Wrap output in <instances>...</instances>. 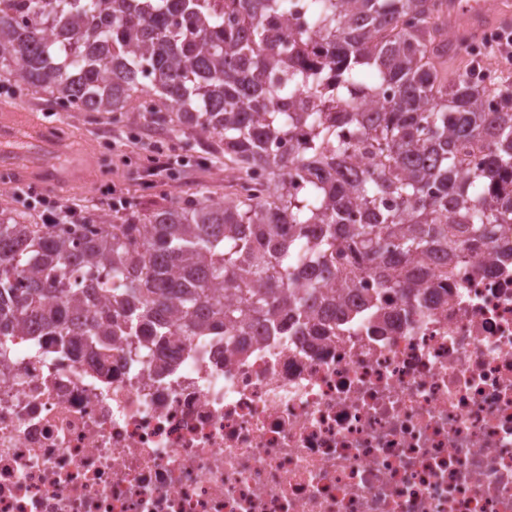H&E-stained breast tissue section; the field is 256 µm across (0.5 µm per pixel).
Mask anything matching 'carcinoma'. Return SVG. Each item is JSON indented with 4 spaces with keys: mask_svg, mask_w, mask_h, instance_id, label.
I'll return each mask as SVG.
<instances>
[{
    "mask_svg": "<svg viewBox=\"0 0 512 512\" xmlns=\"http://www.w3.org/2000/svg\"><path fill=\"white\" fill-rule=\"evenodd\" d=\"M442 0H0V73L55 101L214 143L231 169L269 171L262 196L201 197L141 219L34 224L0 210V323L106 346L282 316L334 317L336 257L387 298L419 287L512 210V82L439 76ZM485 139V161L464 166ZM287 141L292 153L269 146Z\"/></svg>",
    "mask_w": 512,
    "mask_h": 512,
    "instance_id": "carcinoma-1",
    "label": "carcinoma"
}]
</instances>
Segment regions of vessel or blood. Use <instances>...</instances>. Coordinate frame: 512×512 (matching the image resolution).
I'll return each mask as SVG.
<instances>
[{
    "label": "vessel or blood",
    "mask_w": 512,
    "mask_h": 512,
    "mask_svg": "<svg viewBox=\"0 0 512 512\" xmlns=\"http://www.w3.org/2000/svg\"><path fill=\"white\" fill-rule=\"evenodd\" d=\"M448 20L464 21L468 35L476 37L485 30L490 16L482 0H448ZM63 150V144L49 138L33 114L18 112L0 123V165L14 169L21 177L39 175L47 187L59 185L62 174L49 169L47 162Z\"/></svg>",
    "instance_id": "obj_1"
}]
</instances>
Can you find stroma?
I'll list each match as a JSON object with an SVG mask.
<instances>
[{
    "mask_svg": "<svg viewBox=\"0 0 512 512\" xmlns=\"http://www.w3.org/2000/svg\"><path fill=\"white\" fill-rule=\"evenodd\" d=\"M15 112L35 113L49 130H65L69 147L80 157L87 177L51 189L37 180L30 181L29 186L34 192L59 198L76 209L105 214L99 201L112 186L126 199L127 212L143 218L178 200L202 196L221 200L238 191L236 178L226 177L212 146L166 127H146L136 109H127L113 118L78 109L61 112L49 95L1 92L0 120L9 119ZM148 140L172 142L190 150L194 163L183 170L176 184H150L144 171L128 164V157L143 153Z\"/></svg>",
    "mask_w": 512,
    "mask_h": 512,
    "instance_id": "35a3bbf8",
    "label": "stroma"
}]
</instances>
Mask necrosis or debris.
<instances>
[{
	"mask_svg": "<svg viewBox=\"0 0 512 512\" xmlns=\"http://www.w3.org/2000/svg\"><path fill=\"white\" fill-rule=\"evenodd\" d=\"M245 342L0 333V512H512V236Z\"/></svg>",
	"mask_w": 512,
	"mask_h": 512,
	"instance_id": "necrosis-or-debris-1",
	"label": "necrosis or debris"
}]
</instances>
